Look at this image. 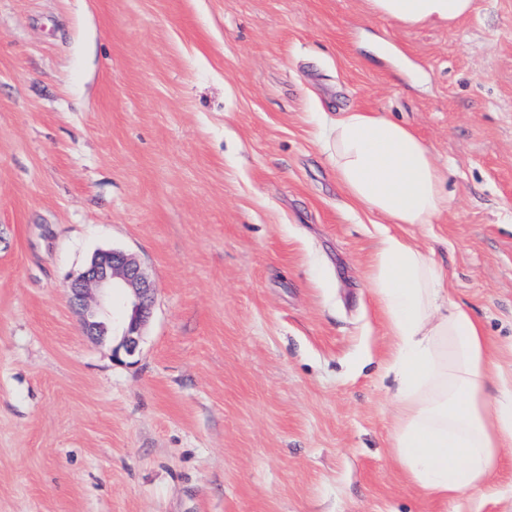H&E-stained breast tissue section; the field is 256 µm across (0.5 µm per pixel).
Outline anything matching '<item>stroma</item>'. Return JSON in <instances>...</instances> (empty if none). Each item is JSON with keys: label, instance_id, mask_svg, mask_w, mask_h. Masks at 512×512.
<instances>
[{"label": "stroma", "instance_id": "obj_1", "mask_svg": "<svg viewBox=\"0 0 512 512\" xmlns=\"http://www.w3.org/2000/svg\"><path fill=\"white\" fill-rule=\"evenodd\" d=\"M406 123L448 169L378 224L325 126ZM415 242L512 379V0L405 27L366 0H0V512H512L425 494L392 448L368 286ZM155 285L134 354L67 288L97 251Z\"/></svg>", "mask_w": 512, "mask_h": 512}]
</instances>
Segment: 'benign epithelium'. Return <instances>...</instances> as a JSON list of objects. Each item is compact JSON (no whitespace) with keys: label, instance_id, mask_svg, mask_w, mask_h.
<instances>
[{"label":"benign epithelium","instance_id":"1","mask_svg":"<svg viewBox=\"0 0 512 512\" xmlns=\"http://www.w3.org/2000/svg\"><path fill=\"white\" fill-rule=\"evenodd\" d=\"M68 288L72 300L85 310L84 331L96 336L104 334L99 301L122 295L120 347L128 355L135 353L153 302L152 285L135 258L113 249L100 251L83 271L70 279Z\"/></svg>","mask_w":512,"mask_h":512}]
</instances>
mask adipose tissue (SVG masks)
I'll list each match as a JSON object with an SVG mask.
<instances>
[{
  "label": "adipose tissue",
  "mask_w": 512,
  "mask_h": 512,
  "mask_svg": "<svg viewBox=\"0 0 512 512\" xmlns=\"http://www.w3.org/2000/svg\"><path fill=\"white\" fill-rule=\"evenodd\" d=\"M381 18L453 25L473 0H367ZM336 179L360 209L389 224H431L448 211V171L405 124L342 113L326 141ZM393 343L394 454L427 494L454 501L484 489L512 447V382H496L483 327L452 301L443 270L403 236L383 233L369 279Z\"/></svg>",
  "instance_id": "ef3b65f1"
}]
</instances>
